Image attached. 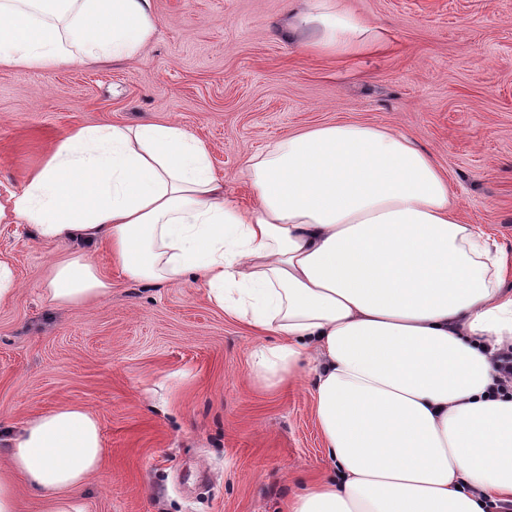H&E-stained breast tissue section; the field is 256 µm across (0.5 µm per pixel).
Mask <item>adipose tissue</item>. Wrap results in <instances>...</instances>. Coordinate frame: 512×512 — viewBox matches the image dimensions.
I'll list each match as a JSON object with an SVG mask.
<instances>
[{"instance_id": "adipose-tissue-1", "label": "adipose tissue", "mask_w": 512, "mask_h": 512, "mask_svg": "<svg viewBox=\"0 0 512 512\" xmlns=\"http://www.w3.org/2000/svg\"><path fill=\"white\" fill-rule=\"evenodd\" d=\"M159 25L153 0H0V68L139 60ZM287 33L326 57L379 43L331 0H304ZM248 171L245 208L179 124L78 127L0 195V223L76 243L50 269L49 304L111 295L103 249L125 278L197 284L275 336L251 372L271 386L312 377L336 466L292 512H491L512 497V390L492 366L512 345L507 257L462 223L435 159L406 134L336 122L283 136ZM104 455L84 407L28 417L0 436V512H18L25 490L41 512H86Z\"/></svg>"}]
</instances>
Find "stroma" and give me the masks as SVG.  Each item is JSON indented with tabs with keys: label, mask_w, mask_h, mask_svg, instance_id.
<instances>
[{
	"label": "stroma",
	"mask_w": 512,
	"mask_h": 512,
	"mask_svg": "<svg viewBox=\"0 0 512 512\" xmlns=\"http://www.w3.org/2000/svg\"><path fill=\"white\" fill-rule=\"evenodd\" d=\"M386 48L341 60L304 52L290 0H154L143 60L0 69V191L71 129L177 123L213 173L254 202L246 159L291 132L336 123L410 135L446 174L464 223L512 256V0H344ZM69 243L0 223L18 283L0 307V426L64 403L101 424L87 512H288L333 472L311 383L254 378L258 338L191 284L113 275L109 298L51 306L42 286Z\"/></svg>",
	"instance_id": "35a3bbf8"
}]
</instances>
